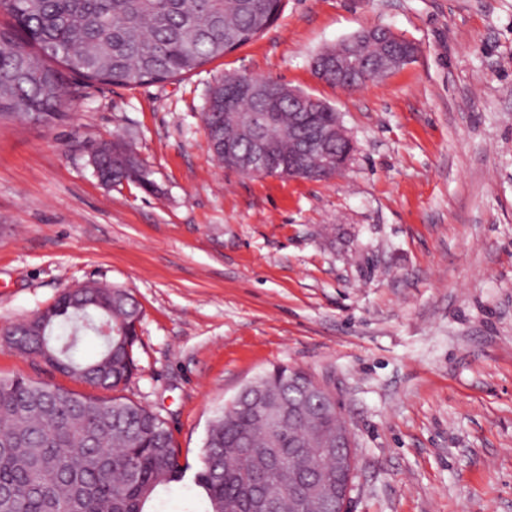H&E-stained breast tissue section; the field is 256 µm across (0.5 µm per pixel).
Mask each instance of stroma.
<instances>
[{"instance_id": "obj_1", "label": "stroma", "mask_w": 512, "mask_h": 512, "mask_svg": "<svg viewBox=\"0 0 512 512\" xmlns=\"http://www.w3.org/2000/svg\"><path fill=\"white\" fill-rule=\"evenodd\" d=\"M413 62L357 91L312 59L363 28ZM322 99L354 144L317 180L209 152L225 74ZM130 144L153 188L99 180ZM142 307L124 397L199 469L206 427L257 375L303 369L354 433L350 512H512V0H285L250 44L180 78L74 80L49 122L0 118V330L86 282ZM82 385L0 342V377Z\"/></svg>"}]
</instances>
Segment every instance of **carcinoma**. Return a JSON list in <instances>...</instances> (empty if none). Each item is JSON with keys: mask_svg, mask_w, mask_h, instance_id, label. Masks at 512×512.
Masks as SVG:
<instances>
[{"mask_svg": "<svg viewBox=\"0 0 512 512\" xmlns=\"http://www.w3.org/2000/svg\"><path fill=\"white\" fill-rule=\"evenodd\" d=\"M283 7L284 0H0L13 20L0 27V117L54 118L69 96L68 74L116 86L175 79L251 43ZM252 115L264 117L276 135L281 163L272 176L305 177L336 152L347 153L333 143L328 154L314 152L288 170V159L304 147V128L328 129L336 112L320 99L301 111L286 96L272 105L261 92L243 105L221 82L210 90L203 114L207 146L219 162L244 169L254 144L246 126ZM226 143L236 150L227 160ZM96 161L112 184H151L149 170L121 141L100 146ZM140 319L126 289L86 285L62 291L9 342L36 355L46 345L58 371L114 391L136 370ZM89 334L99 349L81 358L77 352ZM289 371L277 366L257 376L209 422L193 477L204 494L203 512H244L245 488L259 473L258 494L275 512H289L288 466L306 463L316 437H332L340 425L323 409L288 420V398L298 397L288 389ZM260 392L277 407L270 422L258 417ZM271 454L282 468L268 467ZM188 468L166 421L151 409L120 395L0 378V512H147L148 503L184 482Z\"/></svg>", "mask_w": 512, "mask_h": 512, "instance_id": "carcinoma-1", "label": "carcinoma"}]
</instances>
